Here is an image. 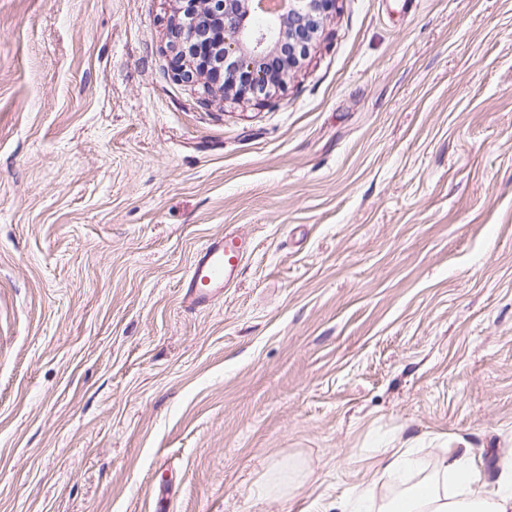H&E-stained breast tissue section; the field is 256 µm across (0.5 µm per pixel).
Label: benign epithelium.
Returning a JSON list of instances; mask_svg holds the SVG:
<instances>
[{"instance_id": "benign-epithelium-1", "label": "benign epithelium", "mask_w": 512, "mask_h": 512, "mask_svg": "<svg viewBox=\"0 0 512 512\" xmlns=\"http://www.w3.org/2000/svg\"><path fill=\"white\" fill-rule=\"evenodd\" d=\"M173 70L224 101L270 98L315 50L337 0H173ZM269 19L266 28L257 17Z\"/></svg>"}]
</instances>
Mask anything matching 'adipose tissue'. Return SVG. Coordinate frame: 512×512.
Listing matches in <instances>:
<instances>
[{"label": "adipose tissue", "instance_id": "1", "mask_svg": "<svg viewBox=\"0 0 512 512\" xmlns=\"http://www.w3.org/2000/svg\"><path fill=\"white\" fill-rule=\"evenodd\" d=\"M399 476L414 486L388 501L382 512H512V459L490 479L470 448L443 453L429 475L423 474L415 449H395L385 455L380 472L360 477V492L337 500L338 512H372L371 493L380 478Z\"/></svg>", "mask_w": 512, "mask_h": 512}]
</instances>
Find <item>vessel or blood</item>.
Wrapping results in <instances>:
<instances>
[{
	"label": "vessel or blood",
	"mask_w": 512,
	"mask_h": 512,
	"mask_svg": "<svg viewBox=\"0 0 512 512\" xmlns=\"http://www.w3.org/2000/svg\"><path fill=\"white\" fill-rule=\"evenodd\" d=\"M251 240L238 230L210 238L194 255L182 287L181 302L186 309L204 310L220 301L236 283Z\"/></svg>",
	"instance_id": "1"
}]
</instances>
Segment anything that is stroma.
I'll return each mask as SVG.
<instances>
[{
	"instance_id": "35a3bbf8",
	"label": "stroma",
	"mask_w": 512,
	"mask_h": 512,
	"mask_svg": "<svg viewBox=\"0 0 512 512\" xmlns=\"http://www.w3.org/2000/svg\"><path fill=\"white\" fill-rule=\"evenodd\" d=\"M172 0H0V512H309L385 452L512 457V0H338L284 94ZM232 226L221 301L181 303ZM251 240L239 230L225 228L224 234L210 238L194 255L182 287L183 306L204 310L224 297L236 283Z\"/></svg>"
}]
</instances>
